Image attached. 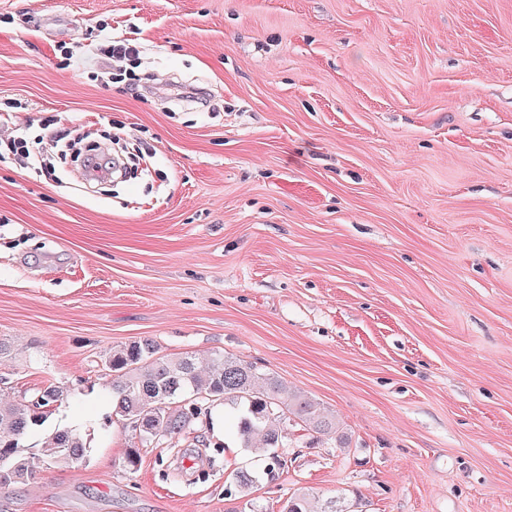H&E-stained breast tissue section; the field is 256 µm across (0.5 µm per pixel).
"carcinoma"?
I'll return each mask as SVG.
<instances>
[{"label":"carcinoma","instance_id":"cac0c4a2","mask_svg":"<svg viewBox=\"0 0 512 512\" xmlns=\"http://www.w3.org/2000/svg\"><path fill=\"white\" fill-rule=\"evenodd\" d=\"M106 368L112 373V408L139 432L145 443L176 455L182 436L200 419L224 407V438L262 461V466L239 467L225 456L228 443L216 442L210 456L212 469L224 468V495L237 501L233 512H267L254 496L267 479L281 470L277 449L285 447L291 431L300 429L319 435L338 432L334 417L320 404L274 373L221 352L212 354L199 368L191 354L169 358L158 355L151 339L119 345L108 353ZM63 390L50 384L22 402L0 401V489L35 478L49 468L71 467L84 460L87 447L73 430H54L45 435L38 453H26L22 440L42 427ZM280 512H352L342 498L319 508L309 494L292 492L282 501Z\"/></svg>","mask_w":512,"mask_h":512}]
</instances>
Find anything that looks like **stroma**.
<instances>
[{
	"label": "stroma",
	"instance_id": "1",
	"mask_svg": "<svg viewBox=\"0 0 512 512\" xmlns=\"http://www.w3.org/2000/svg\"><path fill=\"white\" fill-rule=\"evenodd\" d=\"M143 48L141 96L98 76ZM199 101L174 97L177 85ZM139 164L92 186L0 158V399L88 456L0 512H232L112 413V347L223 352L332 412L302 488L359 512H512V0H0V137L42 120ZM140 53V47L136 43L130 42L128 39L116 40L114 37L104 49H101V54L106 59L112 61L113 64L124 61L139 63ZM112 63L110 62V66L107 68L108 71H106L111 76Z\"/></svg>",
	"mask_w": 512,
	"mask_h": 512
}]
</instances>
